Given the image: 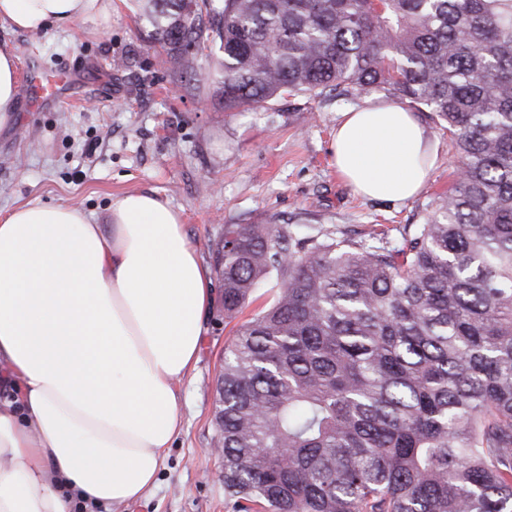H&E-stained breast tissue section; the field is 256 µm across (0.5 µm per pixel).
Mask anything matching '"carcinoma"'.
Masks as SVG:
<instances>
[{
	"label": "carcinoma",
	"mask_w": 512,
	"mask_h": 512,
	"mask_svg": "<svg viewBox=\"0 0 512 512\" xmlns=\"http://www.w3.org/2000/svg\"><path fill=\"white\" fill-rule=\"evenodd\" d=\"M224 110L377 92L447 125L461 175L392 244L226 224L215 422L236 512H512V0H137Z\"/></svg>",
	"instance_id": "cac0c4a2"
}]
</instances>
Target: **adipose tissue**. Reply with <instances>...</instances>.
Wrapping results in <instances>:
<instances>
[{
  "label": "adipose tissue",
  "instance_id": "obj_1",
  "mask_svg": "<svg viewBox=\"0 0 512 512\" xmlns=\"http://www.w3.org/2000/svg\"><path fill=\"white\" fill-rule=\"evenodd\" d=\"M112 0H0V23L37 33L105 17ZM17 58L0 48V127ZM358 195L424 189L436 150L414 112L369 101L331 140ZM213 282L180 213L154 193L115 200L105 223L36 201L0 218V512H97L143 498L180 431L178 384L199 356Z\"/></svg>",
  "mask_w": 512,
  "mask_h": 512
}]
</instances>
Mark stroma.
<instances>
[{"instance_id": "35a3bbf8", "label": "stroma", "mask_w": 512, "mask_h": 512, "mask_svg": "<svg viewBox=\"0 0 512 512\" xmlns=\"http://www.w3.org/2000/svg\"><path fill=\"white\" fill-rule=\"evenodd\" d=\"M0 44L30 71L67 74L62 103L20 90L13 122L0 128V211L40 200L81 206L104 223L112 201L154 192L179 210L205 271L228 224H299L367 238L376 224L426 223L437 194L456 176L448 132L419 114L438 156L424 191L399 203L362 198L338 177L330 143L343 112L364 96L318 100L283 96L253 111L228 112L216 84L181 79L124 0L110 17L41 33L0 25ZM205 320L199 359L180 385V434L155 487L112 512H233L224 496V463L214 453L217 382L236 329L222 294Z\"/></svg>"}]
</instances>
